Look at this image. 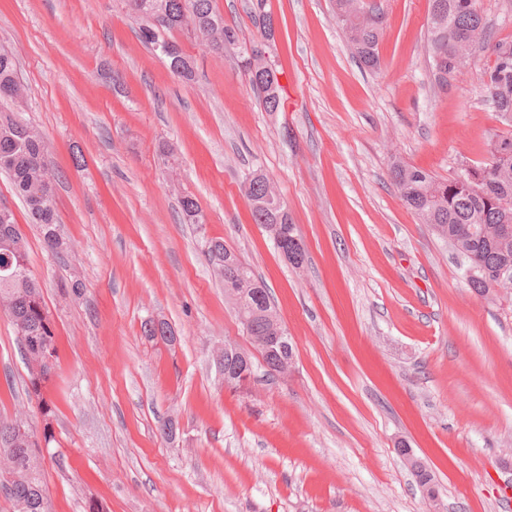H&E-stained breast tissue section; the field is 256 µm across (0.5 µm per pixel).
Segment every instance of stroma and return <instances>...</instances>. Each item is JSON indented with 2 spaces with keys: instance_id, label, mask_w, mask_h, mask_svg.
Listing matches in <instances>:
<instances>
[{
  "instance_id": "obj_1",
  "label": "stroma",
  "mask_w": 512,
  "mask_h": 512,
  "mask_svg": "<svg viewBox=\"0 0 512 512\" xmlns=\"http://www.w3.org/2000/svg\"><path fill=\"white\" fill-rule=\"evenodd\" d=\"M377 3L371 71L333 0H267L287 96L285 111L267 112L235 48L217 54L175 32L195 60L193 79H179L121 0H0V46L18 59L22 117L47 143L70 242L63 257L48 253L0 174L56 335V442L42 461L51 512H84L90 499L102 512H512V291L473 293L465 260L388 177L397 158L441 177L487 159L502 129L480 80L493 57L476 50L464 80L440 83L429 0ZM213 6L241 42L260 41L250 0ZM257 170L298 227L302 267L253 221L243 181ZM186 194L203 227L184 220ZM205 236L270 288L298 346L288 378L260 369L225 387L213 351L252 346ZM151 317L178 344L143 336ZM1 415L41 427L2 312ZM169 419L172 441L159 432Z\"/></svg>"
}]
</instances>
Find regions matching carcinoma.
<instances>
[{"instance_id":"cac0c4a2","label":"carcinoma","mask_w":512,"mask_h":512,"mask_svg":"<svg viewBox=\"0 0 512 512\" xmlns=\"http://www.w3.org/2000/svg\"><path fill=\"white\" fill-rule=\"evenodd\" d=\"M128 13L139 24L143 43L164 58L171 72L191 79L194 62L172 38L175 30L187 31L222 54L227 46L239 42L237 31L224 23V16L214 10L212 0H123ZM266 0H251V11L258 20L261 37L272 41L275 29L272 16L265 11ZM336 16L341 21L348 43L361 64L369 70L380 66L379 41L383 31L384 13L366 0H335ZM488 41V28L478 9V0H430L427 23V46L432 68L438 80L447 83L466 75L465 66L474 47ZM512 41L493 45L494 62L484 72L482 84L506 130L494 134L489 142L487 161L465 165L459 173L470 180V189L457 185L455 177L443 178L425 169L395 160L389 177L406 205L423 224H429L438 235L466 258L468 268L476 269L477 277H467L469 287L478 295L490 293L497 282V272L504 266L512 268V57L504 58V46ZM241 48L238 65L249 75L259 93L264 111L272 108L283 111V87L268 70L253 68ZM12 101L20 109L25 99L24 86L18 79L17 61L7 50L0 48V99ZM6 172L12 188L28 206L33 223L41 228L48 252L61 257L68 249L56 210H49L42 200V186L56 181L55 174L45 163V142L34 126L17 120L12 113L0 115V172ZM251 191L247 195L255 223L266 226L278 224L283 240L274 241L278 249L288 246L294 256H304L297 226L292 223L288 209L276 203L279 194L265 175L253 172L248 176ZM183 217L189 224H204L197 219L202 213L198 201L185 195L180 199ZM206 256L229 252L238 260L237 278L233 279L238 294L247 300L246 314L251 318V336L261 339L270 336L266 312H275L269 289L259 281L251 267L224 242L203 239ZM0 310L11 319L25 361L41 351L46 344H55V333L46 308L39 280L28 267L27 242L20 233L11 209L0 207ZM143 333L151 339L173 344L171 327L161 322L142 324ZM39 410L45 422L42 435L47 443L55 441L52 424L54 410L42 400ZM23 425L26 432L18 430ZM34 435L22 418H0V458L6 457L10 466L23 471L20 478L0 477V489L8 497L13 512L18 505H27L26 512H50L43 487L42 464L30 457L29 437Z\"/></svg>"}]
</instances>
